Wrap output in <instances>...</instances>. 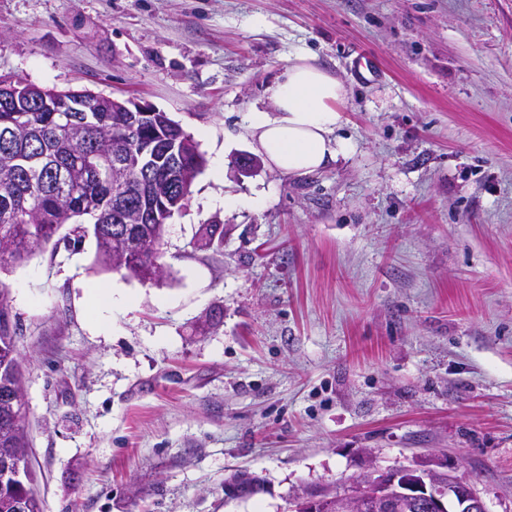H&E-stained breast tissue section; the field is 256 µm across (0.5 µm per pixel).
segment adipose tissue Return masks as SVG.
I'll return each instance as SVG.
<instances>
[{"mask_svg":"<svg viewBox=\"0 0 512 512\" xmlns=\"http://www.w3.org/2000/svg\"><path fill=\"white\" fill-rule=\"evenodd\" d=\"M272 111L252 110L245 127L254 151L286 175H306L335 164L349 144L337 137L343 82L301 54L269 88Z\"/></svg>","mask_w":512,"mask_h":512,"instance_id":"ef3b65f1","label":"adipose tissue"}]
</instances>
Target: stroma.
<instances>
[{"label": "stroma", "instance_id": "obj_1", "mask_svg": "<svg viewBox=\"0 0 512 512\" xmlns=\"http://www.w3.org/2000/svg\"><path fill=\"white\" fill-rule=\"evenodd\" d=\"M302 53L347 89L348 153L241 169ZM0 75L149 103L225 153L162 280L67 226L0 274L44 512H288L417 464L512 512V0H0ZM204 224L222 246L194 248ZM240 472L260 491L229 495Z\"/></svg>", "mask_w": 512, "mask_h": 512}]
</instances>
